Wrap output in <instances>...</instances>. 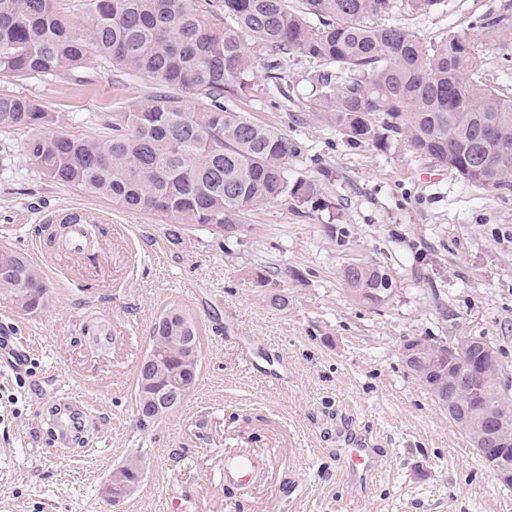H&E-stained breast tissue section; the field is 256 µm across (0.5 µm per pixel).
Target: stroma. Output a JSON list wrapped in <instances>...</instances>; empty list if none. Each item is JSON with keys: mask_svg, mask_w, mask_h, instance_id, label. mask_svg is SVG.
<instances>
[{"mask_svg": "<svg viewBox=\"0 0 512 512\" xmlns=\"http://www.w3.org/2000/svg\"><path fill=\"white\" fill-rule=\"evenodd\" d=\"M445 2L420 14L398 0L381 21L430 42L512 11V0ZM481 54L480 81L512 99V41ZM317 68L288 59V94L259 78L234 104L299 141L304 153L288 174L316 186L306 203L288 197L249 212L235 241L192 229L170 244L165 218L46 179L25 152L29 130H0V241L29 252L59 210L98 223L89 256L46 271L45 311L0 304V329L32 349L27 372L0 365V512H164L169 495L195 493L205 512H512V488L401 356L408 336H483L512 388V186L465 181L403 141L384 151L350 145L309 94ZM86 73V86L0 78V93L54 113L52 133L85 137L99 131L88 113L125 109L147 91L146 79L108 62ZM357 261L390 274L384 306L348 296L342 271ZM271 289L287 297L285 309L270 305ZM174 304L197 324L199 380L144 430L136 374L155 321ZM71 391L90 414L64 447L48 414ZM346 428L383 456L375 476L343 470ZM135 451L144 478L112 503L105 482ZM242 451L268 464L245 486L224 478Z\"/></svg>", "mask_w": 512, "mask_h": 512, "instance_id": "stroma-1", "label": "stroma"}]
</instances>
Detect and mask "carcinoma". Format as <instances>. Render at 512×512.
<instances>
[{"mask_svg":"<svg viewBox=\"0 0 512 512\" xmlns=\"http://www.w3.org/2000/svg\"><path fill=\"white\" fill-rule=\"evenodd\" d=\"M394 0H224V27L200 0H89V21L74 23L56 0H0V77L38 75L81 86L90 60L110 62L149 78L151 91L123 112L98 115L92 137L46 131L54 116L26 97L0 93V129L22 127L32 163L49 179L78 186L123 208L157 213L171 244L199 227L229 240L244 216L265 204L314 194L315 184L288 178L302 156L288 133L226 107L249 95L258 65L282 88L283 61L300 57L325 68L311 76L325 118L354 146L378 150L404 140L417 154L468 182L500 189L512 184V99L476 79L479 47L512 39V15L481 19L468 33H449L431 45L405 27L379 25ZM355 300L379 307L393 282L379 265L343 270ZM51 283L28 256L0 245V301L24 314L43 310ZM171 333L152 328L150 348L161 370L136 377L139 425L155 424L153 394L183 376H199ZM483 336L450 342L414 337L417 354L440 361L477 359ZM471 407L512 423V396L490 374L471 393Z\"/></svg>","mask_w":512,"mask_h":512,"instance_id":"obj_1","label":"carcinoma"}]
</instances>
